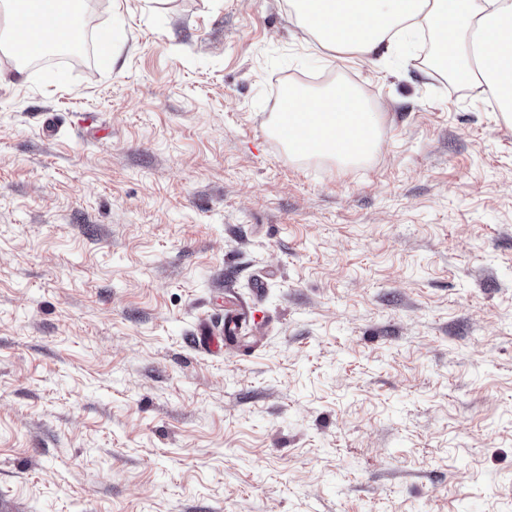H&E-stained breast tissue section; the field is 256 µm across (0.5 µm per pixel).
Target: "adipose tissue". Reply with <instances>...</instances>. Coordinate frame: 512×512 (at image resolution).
Wrapping results in <instances>:
<instances>
[{
  "label": "adipose tissue",
  "mask_w": 512,
  "mask_h": 512,
  "mask_svg": "<svg viewBox=\"0 0 512 512\" xmlns=\"http://www.w3.org/2000/svg\"><path fill=\"white\" fill-rule=\"evenodd\" d=\"M22 24L0 30V47L20 54L46 46L57 26L69 37L78 20L69 0H13ZM299 26L320 45L360 58H386L398 42L421 28L435 44V67L478 87L512 121V0H291ZM280 123L288 127V152L327 156L343 165L367 158L379 142L376 113L344 83L319 95L294 94Z\"/></svg>",
  "instance_id": "adipose-tissue-1"
}]
</instances>
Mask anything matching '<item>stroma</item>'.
<instances>
[{"label":"stroma","instance_id":"1","mask_svg":"<svg viewBox=\"0 0 512 512\" xmlns=\"http://www.w3.org/2000/svg\"><path fill=\"white\" fill-rule=\"evenodd\" d=\"M97 2L112 60L0 61V512H512V123L429 37ZM339 80L378 151L289 159L278 85ZM243 315V312L231 306L224 309L223 321H218V316L215 314L209 318H203L191 339L192 345L210 355L223 354L224 346L230 342L232 336H236Z\"/></svg>","mask_w":512,"mask_h":512}]
</instances>
